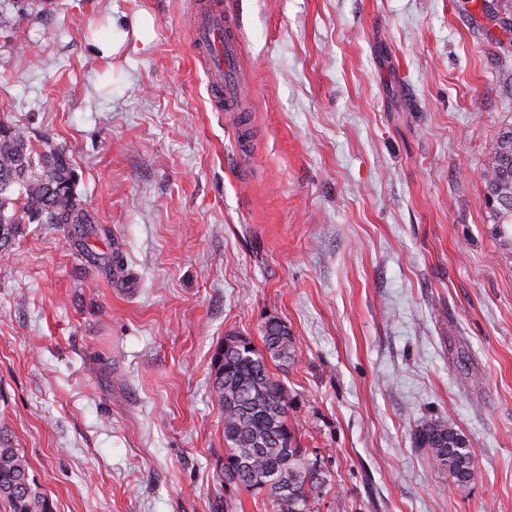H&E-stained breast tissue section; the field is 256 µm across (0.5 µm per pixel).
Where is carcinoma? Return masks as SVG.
I'll return each instance as SVG.
<instances>
[{"label": "carcinoma", "mask_w": 512, "mask_h": 512, "mask_svg": "<svg viewBox=\"0 0 512 512\" xmlns=\"http://www.w3.org/2000/svg\"><path fill=\"white\" fill-rule=\"evenodd\" d=\"M492 221L512 228V126L500 130L482 169ZM76 171L52 136L32 140L24 127L0 121V254L28 224L70 226L83 236H111L75 191ZM265 351L235 333L213 354L212 392L224 414V481L265 493L272 512H314L332 478L298 445L299 426L290 415L288 390L267 364L293 360L297 344L288 327L270 319L262 328ZM432 465L459 488L480 478L469 440L442 420L422 424L413 434ZM0 500L10 512H52L30 477L29 463L0 431Z\"/></svg>", "instance_id": "cac0c4a2"}]
</instances>
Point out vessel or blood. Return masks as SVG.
I'll return each mask as SVG.
<instances>
[{
  "label": "vessel or blood",
  "instance_id": "1",
  "mask_svg": "<svg viewBox=\"0 0 512 512\" xmlns=\"http://www.w3.org/2000/svg\"><path fill=\"white\" fill-rule=\"evenodd\" d=\"M193 48L208 63L213 107L220 112L241 113L251 98L249 77L240 66L238 19L231 4L199 7L193 21Z\"/></svg>",
  "mask_w": 512,
  "mask_h": 512
}]
</instances>
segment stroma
<instances>
[{
  "label": "stroma",
  "instance_id": "stroma-1",
  "mask_svg": "<svg viewBox=\"0 0 512 512\" xmlns=\"http://www.w3.org/2000/svg\"><path fill=\"white\" fill-rule=\"evenodd\" d=\"M198 2L41 0L0 30V120L54 133L112 231L30 224L0 258V430L53 512H271L217 477L211 385L224 336L262 346L275 318L299 352L270 368L333 478L318 512H512V244L480 176L512 124V0H232L242 137ZM430 418L478 483L415 448ZM193 48L208 62L213 107L240 121V113L250 104L251 83L240 66L238 19L231 2L199 5L193 21ZM413 443L416 448H422L432 465L448 474V480L457 487H468L480 478L469 440L444 421L430 420L422 424L413 434Z\"/></svg>",
  "mask_w": 512,
  "mask_h": 512
}]
</instances>
